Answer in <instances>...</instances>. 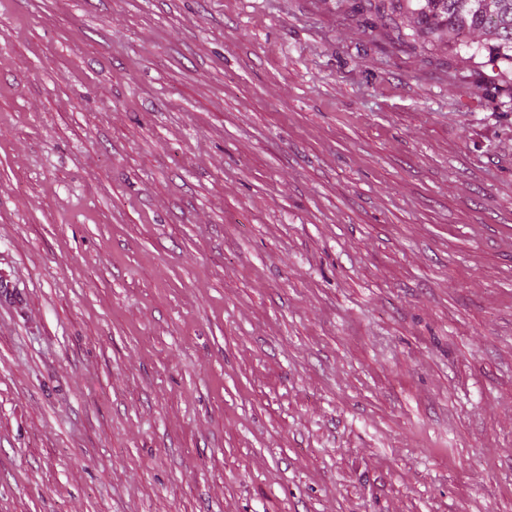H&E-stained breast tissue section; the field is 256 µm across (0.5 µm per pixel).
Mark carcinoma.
Here are the masks:
<instances>
[{
	"mask_svg": "<svg viewBox=\"0 0 512 512\" xmlns=\"http://www.w3.org/2000/svg\"><path fill=\"white\" fill-rule=\"evenodd\" d=\"M381 18L402 20L415 41L443 43L481 70H499L500 84L484 80L488 95L512 76V0H365Z\"/></svg>",
	"mask_w": 512,
	"mask_h": 512,
	"instance_id": "obj_1",
	"label": "carcinoma"
}]
</instances>
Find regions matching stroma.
<instances>
[{"label": "stroma", "mask_w": 512, "mask_h": 512, "mask_svg": "<svg viewBox=\"0 0 512 512\" xmlns=\"http://www.w3.org/2000/svg\"><path fill=\"white\" fill-rule=\"evenodd\" d=\"M0 512H512V92L353 0H0Z\"/></svg>", "instance_id": "obj_1"}]
</instances>
